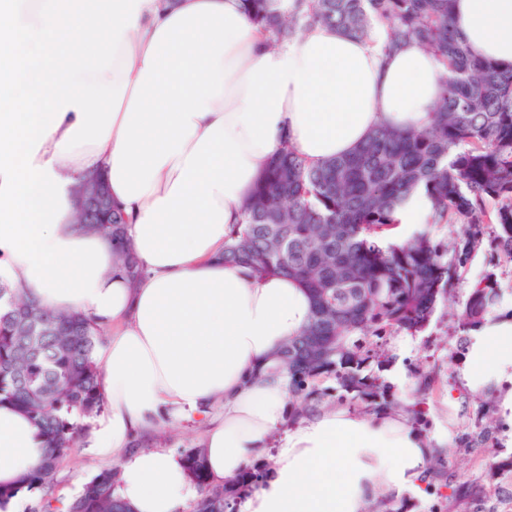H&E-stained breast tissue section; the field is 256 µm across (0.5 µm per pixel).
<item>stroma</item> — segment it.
<instances>
[{
  "mask_svg": "<svg viewBox=\"0 0 512 512\" xmlns=\"http://www.w3.org/2000/svg\"><path fill=\"white\" fill-rule=\"evenodd\" d=\"M490 269L498 274L501 304L511 305L512 263L487 247L467 265L453 297L438 306L423 333H403L392 341L394 364L408 380L406 388H393L395 401H402L405 390L428 388L430 425L443 430L441 446L449 451V488L427 491L423 498L402 504V512H512V447L502 445L512 434V424L502 420L495 405L481 404L453 370L466 341L454 316L462 310L470 287ZM449 394L456 406L447 412L441 401ZM103 468L102 462L73 448L61 460L46 496L54 501L75 498L84 482Z\"/></svg>",
  "mask_w": 512,
  "mask_h": 512,
  "instance_id": "stroma-1",
  "label": "stroma"
}]
</instances>
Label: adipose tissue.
<instances>
[{
  "mask_svg": "<svg viewBox=\"0 0 512 512\" xmlns=\"http://www.w3.org/2000/svg\"><path fill=\"white\" fill-rule=\"evenodd\" d=\"M475 57L512 65V0H455ZM316 24L272 46L241 0H0V275L107 332V409L83 451L115 465L133 512H187L198 490L178 453L135 439L193 421L210 481L259 458L273 475L243 512H370L424 494L433 436L395 410L322 406L288 424V378L268 358L309 322L295 281L225 264L224 242L265 162L283 146L310 165L348 155L383 123L423 128L442 69L417 44L381 50ZM104 172L144 271L80 230L74 194ZM431 202L414 191L391 232L407 240ZM457 372L512 422V310L468 333ZM35 426L0 404V482L41 458Z\"/></svg>",
  "mask_w": 512,
  "mask_h": 512,
  "instance_id": "obj_1",
  "label": "adipose tissue"
}]
</instances>
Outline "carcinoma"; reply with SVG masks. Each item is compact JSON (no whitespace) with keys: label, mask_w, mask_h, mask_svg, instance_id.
Returning a JSON list of instances; mask_svg holds the SVG:
<instances>
[{"label":"carcinoma","mask_w":512,"mask_h":512,"mask_svg":"<svg viewBox=\"0 0 512 512\" xmlns=\"http://www.w3.org/2000/svg\"><path fill=\"white\" fill-rule=\"evenodd\" d=\"M252 23L277 41L319 23L369 40L376 23L387 26L383 51L407 42L430 50L445 70V92L420 131L381 125L352 155L313 167L288 147L265 166L243 206L244 223L224 244V263L257 277L286 276L310 294L309 323L275 353L288 372L289 405L297 410L330 397L322 386L336 379L348 403L368 402L385 384L371 366L391 360L389 340L415 336L448 300L466 265L492 242L512 262V66L471 56L452 19L453 0H242ZM417 188L432 201V223L455 228L452 242L429 231L406 242L386 240L395 212ZM88 228L122 246L118 208L104 224ZM498 279L475 283L457 315L466 332L496 305ZM35 319V348L8 314ZM105 331L80 313L57 312L0 278V403L25 413L43 438L39 463L12 484L0 483V506L20 492L35 493L54 480L58 465L85 438L84 419L100 414L97 349ZM199 490L188 512H238L233 504L255 489L267 468L247 469L237 487L208 480L203 449L181 448ZM428 484L446 479L435 457ZM117 472L100 471L74 498L69 512H132L115 494Z\"/></svg>","instance_id":"obj_1"}]
</instances>
